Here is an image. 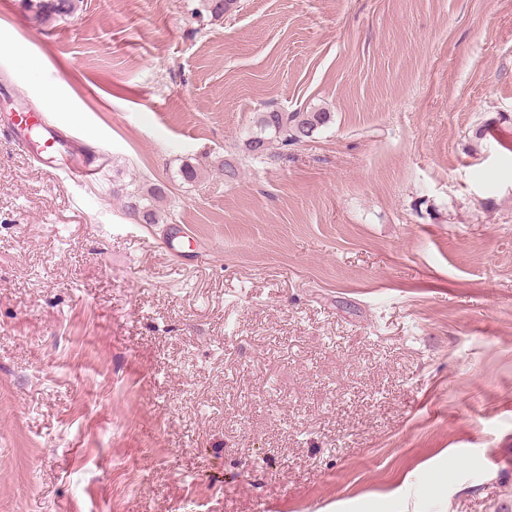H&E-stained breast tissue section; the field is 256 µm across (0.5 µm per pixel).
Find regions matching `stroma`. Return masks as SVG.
<instances>
[{
	"label": "stroma",
	"mask_w": 512,
	"mask_h": 512,
	"mask_svg": "<svg viewBox=\"0 0 512 512\" xmlns=\"http://www.w3.org/2000/svg\"><path fill=\"white\" fill-rule=\"evenodd\" d=\"M199 6L0 0V512H512V0ZM78 0H23L22 4L39 23L55 18L72 17L77 12ZM328 120V112H264L245 148L249 154L262 157L273 141L297 144L302 138L312 137ZM126 212L135 220L145 224H160L163 219L155 203L165 196V188L161 185L154 186L148 191V195L141 194L138 190H127L121 195Z\"/></svg>",
	"instance_id": "stroma-1"
}]
</instances>
